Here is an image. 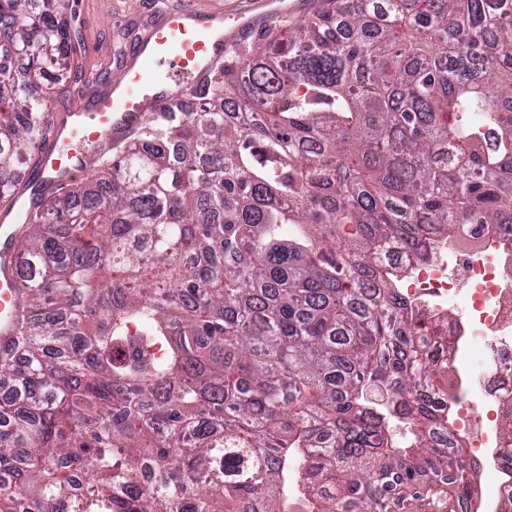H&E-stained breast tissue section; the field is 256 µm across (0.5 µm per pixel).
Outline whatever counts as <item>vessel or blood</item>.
<instances>
[{"label":"vessel or blood","mask_w":512,"mask_h":512,"mask_svg":"<svg viewBox=\"0 0 512 512\" xmlns=\"http://www.w3.org/2000/svg\"><path fill=\"white\" fill-rule=\"evenodd\" d=\"M301 6V0H251L248 8L227 13L188 0L168 2L122 54L116 71L85 75L76 100L49 119L24 177L25 197L0 213V352L11 349L23 306L15 253L26 214L166 108L189 103L223 70L231 50Z\"/></svg>","instance_id":"obj_1"}]
</instances>
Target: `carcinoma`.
<instances>
[{
	"label": "carcinoma",
	"mask_w": 512,
	"mask_h": 512,
	"mask_svg": "<svg viewBox=\"0 0 512 512\" xmlns=\"http://www.w3.org/2000/svg\"><path fill=\"white\" fill-rule=\"evenodd\" d=\"M330 7L27 219L0 512H459L473 471L386 255L512 234V0ZM70 0H0V199ZM152 480L143 495L129 484Z\"/></svg>",
	"instance_id": "1"
}]
</instances>
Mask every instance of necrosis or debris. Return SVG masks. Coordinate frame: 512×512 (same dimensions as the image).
Here are the masks:
<instances>
[{"label": "necrosis or debris", "instance_id": "1", "mask_svg": "<svg viewBox=\"0 0 512 512\" xmlns=\"http://www.w3.org/2000/svg\"><path fill=\"white\" fill-rule=\"evenodd\" d=\"M396 261L402 294L425 324L427 338L444 325L453 340V433L465 439L463 464L480 463L495 479L480 512H500L503 496L512 491L503 462L512 434L501 422L499 404L501 390H512V245L494 227L483 226L439 243L424 259L400 255ZM461 299L463 316L449 319V306ZM477 346L483 356L475 362Z\"/></svg>", "mask_w": 512, "mask_h": 512}]
</instances>
